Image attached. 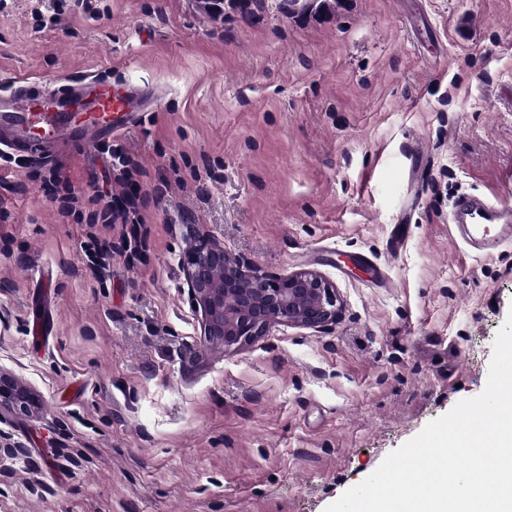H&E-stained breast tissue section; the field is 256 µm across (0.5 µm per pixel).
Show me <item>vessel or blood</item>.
Here are the masks:
<instances>
[{
  "label": "vessel or blood",
  "instance_id": "obj_1",
  "mask_svg": "<svg viewBox=\"0 0 512 512\" xmlns=\"http://www.w3.org/2000/svg\"><path fill=\"white\" fill-rule=\"evenodd\" d=\"M159 98L155 88L89 74L16 82L0 92V145L21 146L37 156L65 137L85 147L94 145L103 135L134 126ZM449 220L466 227L469 245L480 252L512 240V209L494 206L479 195L458 196Z\"/></svg>",
  "mask_w": 512,
  "mask_h": 512
}]
</instances>
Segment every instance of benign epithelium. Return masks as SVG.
Returning a JSON list of instances; mask_svg holds the SVG:
<instances>
[{
    "instance_id": "obj_1",
    "label": "benign epithelium",
    "mask_w": 512,
    "mask_h": 512,
    "mask_svg": "<svg viewBox=\"0 0 512 512\" xmlns=\"http://www.w3.org/2000/svg\"><path fill=\"white\" fill-rule=\"evenodd\" d=\"M182 268L203 336L226 350L252 343L276 324L322 328L336 321V290L315 270L274 276L208 240L185 253ZM38 402L35 391L0 372V410L27 415Z\"/></svg>"
}]
</instances>
